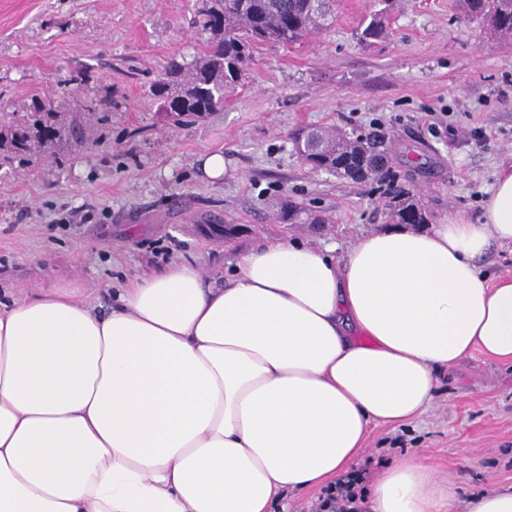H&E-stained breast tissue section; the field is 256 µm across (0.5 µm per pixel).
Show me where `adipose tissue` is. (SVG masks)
<instances>
[{"label": "adipose tissue", "mask_w": 512, "mask_h": 512, "mask_svg": "<svg viewBox=\"0 0 512 512\" xmlns=\"http://www.w3.org/2000/svg\"><path fill=\"white\" fill-rule=\"evenodd\" d=\"M512 164L481 223L369 234L345 258L299 239L212 284L174 263L100 312L74 282L0 306V512H271L336 478L371 424L423 413L473 350L512 362ZM417 459L370 512H453ZM481 265L484 272L492 275L512 273V244L494 245Z\"/></svg>", "instance_id": "1"}]
</instances>
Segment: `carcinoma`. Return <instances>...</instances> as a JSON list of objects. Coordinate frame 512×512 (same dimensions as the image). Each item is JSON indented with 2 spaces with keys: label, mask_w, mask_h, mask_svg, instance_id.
<instances>
[{
  "label": "carcinoma",
  "mask_w": 512,
  "mask_h": 512,
  "mask_svg": "<svg viewBox=\"0 0 512 512\" xmlns=\"http://www.w3.org/2000/svg\"><path fill=\"white\" fill-rule=\"evenodd\" d=\"M467 22L479 23L493 38L512 37V0H460ZM336 0L324 7L311 0H199L198 14L210 34L206 52L190 64L172 63L154 83V94L175 122L196 120L224 106L240 86L252 62V49L264 42L292 46L332 26ZM383 9L362 20L358 40L373 44L389 37ZM34 120L0 127V141L9 143L15 157L24 160L33 146L45 147L61 137L55 113L34 105ZM307 136L316 141V159L310 166L355 183L380 182L388 186L389 221L392 224H427V212L413 191L396 186L386 158V142L369 133L312 128ZM301 207L288 200L276 214L285 224L300 221Z\"/></svg>",
  "instance_id": "cac0c4a2"
}]
</instances>
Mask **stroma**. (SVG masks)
Instances as JSON below:
<instances>
[{"mask_svg": "<svg viewBox=\"0 0 512 512\" xmlns=\"http://www.w3.org/2000/svg\"><path fill=\"white\" fill-rule=\"evenodd\" d=\"M198 0H0V115L33 101L61 113L66 133L18 164L0 147V301L73 281L98 310L125 280L173 263L207 278L239 252L298 237L344 256L387 229L379 184L316 172L299 158L302 127H381L399 182L430 224L483 219L499 167L512 162V41L465 22L458 0H398L390 40L355 31L380 0H338L336 23L288 48L265 43L236 95L198 121L175 124L151 84L189 63L209 35ZM80 83H70L73 75ZM224 156L209 179L200 158ZM316 216L283 224L282 200ZM212 224H238L230 241ZM432 406L404 425H371L354 463L377 478L414 456L473 497L512 485V364L481 351L437 372Z\"/></svg>", "mask_w": 512, "mask_h": 512, "instance_id": "35a3bbf8", "label": "stroma"}]
</instances>
